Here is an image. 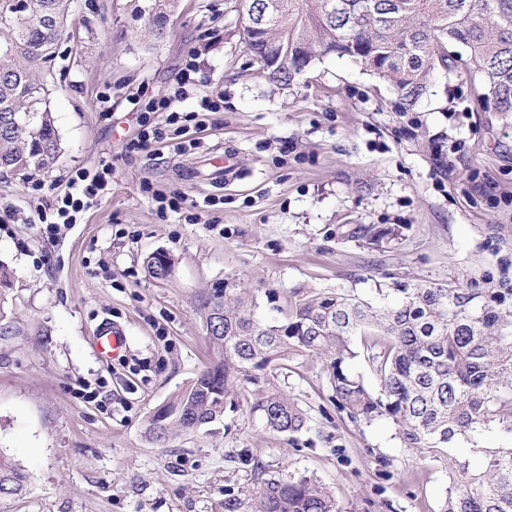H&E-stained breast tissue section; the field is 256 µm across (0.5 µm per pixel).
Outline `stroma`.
Wrapping results in <instances>:
<instances>
[{"label":"stroma","mask_w":512,"mask_h":512,"mask_svg":"<svg viewBox=\"0 0 512 512\" xmlns=\"http://www.w3.org/2000/svg\"><path fill=\"white\" fill-rule=\"evenodd\" d=\"M131 0H77L50 63L49 108L60 151L44 170L0 176V261L13 271L0 320V454L28 476L11 512H224L256 469L307 474L340 512H436L444 466L404 448L386 420L352 422L330 401L323 357L289 361L278 383L307 410L276 434L247 407L167 445L147 433L153 410L211 366L197 307L216 284L241 282L268 322V294L343 289L374 299L392 282L512 288V123L482 101L468 48H453L412 109L388 83L328 55L288 86L261 76L243 42L236 0H182L166 38H144ZM203 49L224 109L201 112L195 148L151 143L128 152L138 125L126 100L168 87ZM235 154L221 184L189 167ZM112 164V185L80 223L46 238L37 210L70 173ZM44 183L34 191L33 183ZM209 201L201 223L161 212L150 188ZM381 236L371 245L358 229ZM174 259L156 280L145 259ZM124 358L94 341L107 324ZM126 347L124 330L118 326L104 328L96 341V350L106 359H114L120 356Z\"/></svg>","instance_id":"1"}]
</instances>
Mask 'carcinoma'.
<instances>
[{
    "mask_svg": "<svg viewBox=\"0 0 512 512\" xmlns=\"http://www.w3.org/2000/svg\"><path fill=\"white\" fill-rule=\"evenodd\" d=\"M0 0V170L43 169L59 153L47 106L44 68L56 52L73 0ZM149 35L166 37L180 0H147ZM240 0L243 40L259 70L265 58L252 43L250 24L263 20L267 36L288 49V61L268 77L291 85L307 60L336 54L358 60L389 80L407 109L425 94L434 73L452 70L449 47H467L484 82V99L505 120L512 116V0ZM149 275L168 278L174 259L150 255ZM12 272L0 261V319ZM224 296L206 294L199 314L208 327L215 362L168 399L149 419V437L166 444L198 423L205 426L246 403L265 427L298 433L309 416L278 378L285 361L302 353L326 358V380L339 412L354 422L389 419L403 447L448 466V490L437 512H512V447L474 448L480 467L457 453L456 443L491 423L512 436V335L504 316L470 288L393 283L395 299L376 305L343 290L297 288L282 320L255 317L253 301L233 281ZM363 352L377 387L349 369ZM27 476L0 455V510L20 496ZM244 501L229 497L224 512H339L331 490L306 475L264 477Z\"/></svg>",
    "mask_w": 512,
    "mask_h": 512,
    "instance_id": "carcinoma-1",
    "label": "carcinoma"
}]
</instances>
